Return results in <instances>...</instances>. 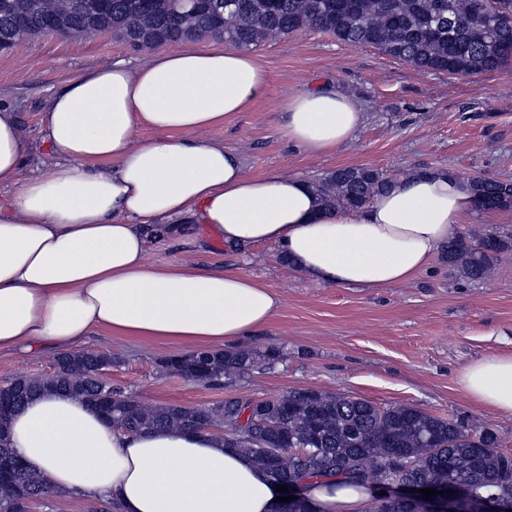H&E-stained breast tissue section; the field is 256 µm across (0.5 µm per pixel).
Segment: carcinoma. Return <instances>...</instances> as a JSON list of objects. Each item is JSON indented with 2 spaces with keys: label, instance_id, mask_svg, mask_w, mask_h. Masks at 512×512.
I'll list each match as a JSON object with an SVG mask.
<instances>
[{
  "label": "carcinoma",
  "instance_id": "1",
  "mask_svg": "<svg viewBox=\"0 0 512 512\" xmlns=\"http://www.w3.org/2000/svg\"><path fill=\"white\" fill-rule=\"evenodd\" d=\"M26 0H0V48L24 36L66 35L32 19L16 28ZM219 19L212 0H153L150 11L128 0H112L104 19L73 10L72 0H55L70 24L94 35L112 34L133 47L151 48L205 37H219L237 48H251L291 33L318 29L352 46H372L419 70L477 76L512 62V0L483 21L485 0H231ZM391 178L370 167H344L316 184L325 206L354 209L382 193ZM469 186L483 210L512 209V180L471 178ZM508 242L491 229L471 241H448V264L472 281L485 278ZM272 364L280 352L224 350L208 354L205 369L195 355L170 358L169 371L209 385H231L257 360ZM100 356L63 354L58 370L45 379L21 380L25 399L49 387L71 392L94 407L121 394L101 389L93 373ZM250 400L226 399L211 407L148 406L116 403L106 414L130 431L188 428L195 416L205 425L230 427L231 447L262 466L275 483L316 478L328 487L372 489L391 478L404 482H450L471 496L512 498V457L497 450L490 432L470 433L455 422L412 405L377 406L369 401L306 389L267 402L266 423L242 421ZM404 459L410 467L394 471ZM43 497L42 480L27 469L0 479V512H18L20 495ZM370 512H417L397 499L374 500Z\"/></svg>",
  "mask_w": 512,
  "mask_h": 512
}]
</instances>
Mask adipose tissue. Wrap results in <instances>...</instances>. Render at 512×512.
<instances>
[{
  "mask_svg": "<svg viewBox=\"0 0 512 512\" xmlns=\"http://www.w3.org/2000/svg\"><path fill=\"white\" fill-rule=\"evenodd\" d=\"M267 83L249 51L219 44L81 73L39 113L51 163L27 177L20 117L0 105V350L71 353L107 334L219 351L268 323L281 301L251 275L148 260L151 236L185 224L211 225L232 247L274 243L321 285L390 288L426 271L476 210L467 181L417 171L339 211L311 181L249 174L200 133L249 111ZM283 110L282 137L313 153L335 151L364 120L331 86L292 93ZM459 383L512 416V355L468 364ZM9 437L48 492L117 512L279 509L275 483L217 428L129 432L49 392L12 416ZM304 496L311 512H364L369 492L311 482Z\"/></svg>",
  "mask_w": 512,
  "mask_h": 512,
  "instance_id": "ef3b65f1",
  "label": "adipose tissue"
}]
</instances>
